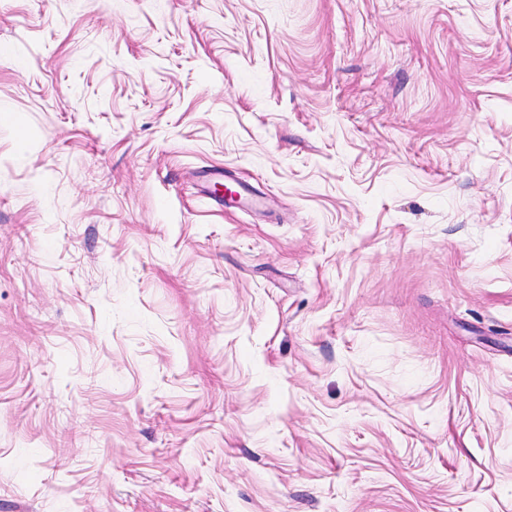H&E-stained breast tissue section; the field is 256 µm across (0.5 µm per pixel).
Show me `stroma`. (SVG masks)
<instances>
[{
    "instance_id": "stroma-1",
    "label": "stroma",
    "mask_w": 512,
    "mask_h": 512,
    "mask_svg": "<svg viewBox=\"0 0 512 512\" xmlns=\"http://www.w3.org/2000/svg\"><path fill=\"white\" fill-rule=\"evenodd\" d=\"M0 512H512V0H0Z\"/></svg>"
}]
</instances>
